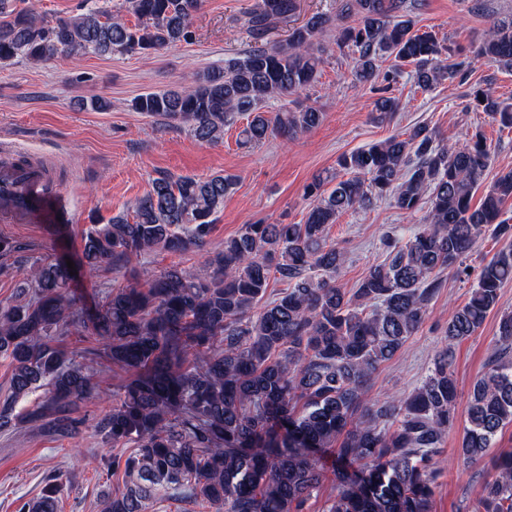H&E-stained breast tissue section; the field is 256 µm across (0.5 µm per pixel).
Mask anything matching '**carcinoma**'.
Masks as SVG:
<instances>
[{
	"label": "carcinoma",
	"mask_w": 512,
	"mask_h": 512,
	"mask_svg": "<svg viewBox=\"0 0 512 512\" xmlns=\"http://www.w3.org/2000/svg\"><path fill=\"white\" fill-rule=\"evenodd\" d=\"M139 24L130 27L101 7L52 21L0 0V64L38 62L78 51L151 55L192 39L191 21L203 0H127ZM298 0H257L247 27L261 39L271 23L295 14ZM416 0H342V43L353 47L350 75L358 83L382 77L391 85L400 67L414 66L418 88L452 79L448 47L413 30ZM332 19L312 14L288 39L257 47L195 75L187 90L148 92L132 107L164 122L191 127L216 144L224 127L246 118L241 135L260 144L294 139L323 113L293 102L277 112L272 99L298 95L324 64L323 38ZM395 63L380 71L383 54ZM477 56L512 68V15L492 17ZM475 105L512 131V102L474 91ZM398 99L381 96L376 119L390 120ZM491 150L477 133L449 148L416 125L339 157L347 178L317 176L305 187L313 204L301 224H245L224 241L199 274L171 265L146 280L112 289L92 313L77 306L70 269L51 262L25 273L19 300L0 302V356L12 366V401L0 406V430L19 419L48 434L75 436L77 403L94 397L88 366L69 358L59 338L100 336L105 361L127 374L122 393L100 421L112 439V470L122 485L103 495V512H143L145 502L172 494L215 512H310L325 480L319 457L357 466L336 473L321 512H432L440 456L454 425L453 346L474 335L512 281V224L502 218L512 200V170L482 188ZM236 185L231 175L205 179L162 175L132 206L133 219L113 216L84 236L81 265L126 266L144 254L206 248L215 214ZM484 189L481 202L475 193ZM387 199L424 223L406 239L388 235L385 260L368 268L353 293L336 284L344 253L327 227L349 211ZM509 241L481 269L464 305L445 328L433 368L407 397L370 405L373 373L421 327L438 273H466L463 258L482 233ZM285 291L268 296L271 281ZM501 355L473 384L459 457L483 459L498 432L512 424V314L501 317ZM45 386L43 400L24 416L14 401ZM466 512H512V450L500 454ZM63 485L51 480L19 512H57Z\"/></svg>",
	"instance_id": "cac0c4a2"
}]
</instances>
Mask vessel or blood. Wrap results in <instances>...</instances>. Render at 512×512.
<instances>
[{"label": "vessel or blood", "instance_id": "vessel-or-blood-1", "mask_svg": "<svg viewBox=\"0 0 512 512\" xmlns=\"http://www.w3.org/2000/svg\"><path fill=\"white\" fill-rule=\"evenodd\" d=\"M46 181L42 165L14 156L11 164L0 168V197L7 199L11 214L28 223H73L63 190H46Z\"/></svg>", "mask_w": 512, "mask_h": 512}]
</instances>
